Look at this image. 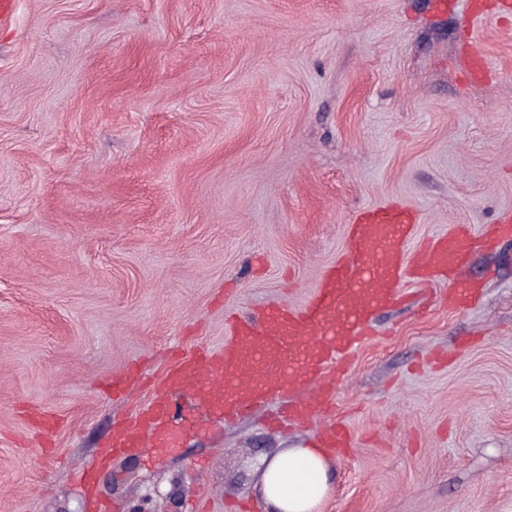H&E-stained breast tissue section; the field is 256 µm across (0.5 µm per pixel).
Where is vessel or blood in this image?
Segmentation results:
<instances>
[{
	"label": "vessel or blood",
	"instance_id": "vessel-or-blood-1",
	"mask_svg": "<svg viewBox=\"0 0 512 512\" xmlns=\"http://www.w3.org/2000/svg\"><path fill=\"white\" fill-rule=\"evenodd\" d=\"M415 221L414 212L400 204L360 213L349 227L344 255L326 269L304 307L273 305L255 317L233 319L221 351L178 358L148 407L113 431V453L176 445L179 422L167 398L173 390L195 389L204 406L228 420L284 390L296 396L284 411L289 420L304 423L331 411L336 381L370 333L369 317L400 299L406 283L446 282L452 310L473 298L458 273L477 237L456 225L412 250ZM319 445L342 455L352 448L353 436L335 423L321 431Z\"/></svg>",
	"mask_w": 512,
	"mask_h": 512
}]
</instances>
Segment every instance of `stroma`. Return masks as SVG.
I'll return each instance as SVG.
<instances>
[{"instance_id": "stroma-1", "label": "stroma", "mask_w": 512, "mask_h": 512, "mask_svg": "<svg viewBox=\"0 0 512 512\" xmlns=\"http://www.w3.org/2000/svg\"><path fill=\"white\" fill-rule=\"evenodd\" d=\"M434 0H14L0 17V512H229L320 430L192 395L176 447L75 470L170 348L303 306L365 208L422 241L512 213V17ZM489 65L471 73L474 55ZM476 303L408 285L336 394L355 446L319 512H512V238ZM59 418L43 435L32 407Z\"/></svg>"}]
</instances>
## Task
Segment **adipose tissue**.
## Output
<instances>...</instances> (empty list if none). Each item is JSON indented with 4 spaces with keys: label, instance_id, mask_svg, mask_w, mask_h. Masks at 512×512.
<instances>
[{
    "label": "adipose tissue",
    "instance_id": "1",
    "mask_svg": "<svg viewBox=\"0 0 512 512\" xmlns=\"http://www.w3.org/2000/svg\"><path fill=\"white\" fill-rule=\"evenodd\" d=\"M331 479L323 449L289 448L264 462L261 494L269 512H317Z\"/></svg>",
    "mask_w": 512,
    "mask_h": 512
}]
</instances>
